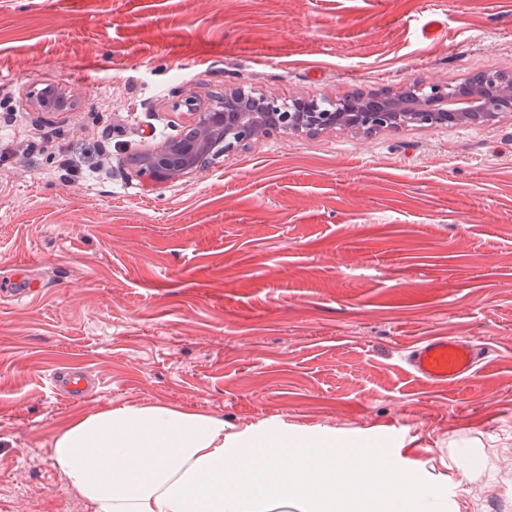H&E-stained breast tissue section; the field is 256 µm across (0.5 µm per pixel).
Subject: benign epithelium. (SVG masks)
<instances>
[{"instance_id":"7a95c632","label":"benign epithelium","mask_w":512,"mask_h":512,"mask_svg":"<svg viewBox=\"0 0 512 512\" xmlns=\"http://www.w3.org/2000/svg\"><path fill=\"white\" fill-rule=\"evenodd\" d=\"M500 74L484 75L489 90L471 95L439 85L415 84L398 97L382 98L364 105L349 98L336 101L284 102L267 95L256 98L241 91L224 93L214 106L187 102L192 124L181 137L141 155L136 161L139 176L151 181H166L194 171L201 157L214 152L230 153L255 137L279 130L331 129L350 123L365 131L386 127L394 118L407 116L419 125L446 124L466 116L473 121L496 117L512 91L498 83Z\"/></svg>"}]
</instances>
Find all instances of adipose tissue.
Listing matches in <instances>:
<instances>
[{
	"label": "adipose tissue",
	"instance_id": "ef3b65f1",
	"mask_svg": "<svg viewBox=\"0 0 512 512\" xmlns=\"http://www.w3.org/2000/svg\"><path fill=\"white\" fill-rule=\"evenodd\" d=\"M50 458L92 512H437L381 451L345 455L274 424L228 448L223 418L157 403L75 417Z\"/></svg>",
	"mask_w": 512,
	"mask_h": 512
}]
</instances>
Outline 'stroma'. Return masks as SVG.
I'll list each match as a JSON object with an SVG mask.
<instances>
[{"label":"stroma","mask_w":512,"mask_h":512,"mask_svg":"<svg viewBox=\"0 0 512 512\" xmlns=\"http://www.w3.org/2000/svg\"><path fill=\"white\" fill-rule=\"evenodd\" d=\"M482 72L512 76V0H0V512H90L53 436L143 401L228 442L273 421L378 448L446 512H512V112L274 132L158 184L131 162L184 134L189 96ZM23 275L35 294L6 295ZM440 336L489 355L428 382L405 353ZM75 364L89 401L52 388Z\"/></svg>","instance_id":"stroma-1"}]
</instances>
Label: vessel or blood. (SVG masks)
<instances>
[{
  "label": "vessel or blood",
  "mask_w": 512,
  "mask_h": 512,
  "mask_svg": "<svg viewBox=\"0 0 512 512\" xmlns=\"http://www.w3.org/2000/svg\"><path fill=\"white\" fill-rule=\"evenodd\" d=\"M482 347L456 337H435L412 347L406 363L412 373L435 384H444L474 373L484 358ZM99 384V379L80 368H65L52 377V385L62 396L84 400Z\"/></svg>",
  "instance_id": "1"
}]
</instances>
